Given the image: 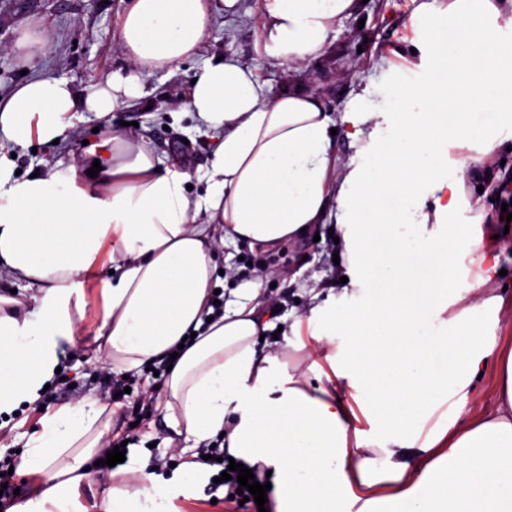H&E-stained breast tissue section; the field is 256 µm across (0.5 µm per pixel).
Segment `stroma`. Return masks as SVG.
<instances>
[{
    "instance_id": "1",
    "label": "stroma",
    "mask_w": 512,
    "mask_h": 512,
    "mask_svg": "<svg viewBox=\"0 0 512 512\" xmlns=\"http://www.w3.org/2000/svg\"><path fill=\"white\" fill-rule=\"evenodd\" d=\"M124 0H0V93L20 83L22 76L47 72L69 80L76 89L92 87L114 71L131 70L119 48V20ZM414 0H366L354 16L344 19L335 40L318 55L298 63L271 66L262 43L261 0H238V12L219 14L209 25L198 55L191 60L147 76L149 97L135 99L114 115L112 131L135 143L147 144L167 163L189 174L205 166L214 141L198 130L197 121L183 114L185 92L195 67L213 56L232 55L256 68L272 92L298 86L323 96L329 109L342 112L354 95L365 96L370 107L384 111L382 92L394 79H417L419 59L413 46L418 33L411 24ZM43 32L48 44L43 55L24 64L14 51L16 41L27 32ZM99 121L94 113H79L68 145L38 144L20 149L14 164L28 173L57 160H71L83 141L93 140ZM328 224L319 230V240L309 238L263 251L248 245H226L220 280L225 298L250 287L255 269L266 272L261 298L277 305L281 315H304L314 291L335 283L339 267L333 261ZM100 314L98 300H90L85 318L78 322L74 343H62L59 351L61 377L47 390L40 404L20 408L0 420V465L16 464L18 451L37 428L43 408L74 402L86 395L112 405L114 437L130 440L124 466L128 481H138L136 463L142 450L162 460L157 475L170 489L173 512H239L235 504L213 501L206 486L196 497L180 495L175 466L186 448L184 437L172 436L164 421L167 396L149 371L128 373L131 392L124 402L110 404L104 396L105 382L115 374L109 361L94 360L93 333Z\"/></svg>"
}]
</instances>
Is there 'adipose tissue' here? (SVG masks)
Segmentation results:
<instances>
[{
  "label": "adipose tissue",
  "mask_w": 512,
  "mask_h": 512,
  "mask_svg": "<svg viewBox=\"0 0 512 512\" xmlns=\"http://www.w3.org/2000/svg\"><path fill=\"white\" fill-rule=\"evenodd\" d=\"M272 64L323 50L357 0H263ZM237 0H130L120 46L130 72L77 90L42 73L0 94V139L68 142L77 113L110 123L147 97L143 73L194 58L218 9ZM496 0H421L411 21L425 55L418 83L383 97L392 121L369 129L365 98L333 118L321 97L270 95L234 57L209 60L185 109L215 148L197 176L142 144L103 134L78 161L14 177L0 156V271L31 303L0 309V415L38 402L88 305L84 277L101 254L97 352L114 372L173 357L167 426L195 444L223 438L243 464L270 471L272 512H512V292L499 285L498 224L462 220L489 157L512 147V43ZM345 125L344 136L332 128ZM363 142L350 163L340 138ZM463 155L449 161V147ZM100 163L97 177L87 174ZM335 225L347 281L287 322L262 308L263 280L214 315L219 247L271 249ZM483 264L471 279L467 262ZM289 326L283 349L262 335ZM314 347L292 368L286 349ZM495 368V408L473 407ZM17 469L39 478L9 512H75L74 490L99 478L110 421L88 396L47 410ZM142 455L141 481L112 480L101 512H169L167 486Z\"/></svg>",
  "instance_id": "ef3b65f1"
}]
</instances>
